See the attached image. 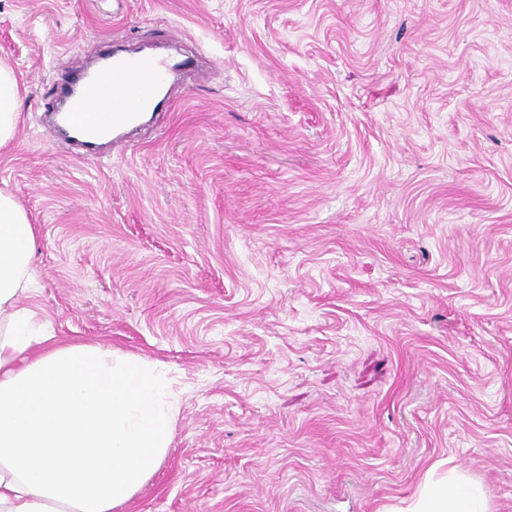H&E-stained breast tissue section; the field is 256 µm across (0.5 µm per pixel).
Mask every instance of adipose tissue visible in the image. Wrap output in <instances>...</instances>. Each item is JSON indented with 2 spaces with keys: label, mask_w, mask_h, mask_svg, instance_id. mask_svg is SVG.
Listing matches in <instances>:
<instances>
[{
  "label": "adipose tissue",
  "mask_w": 512,
  "mask_h": 512,
  "mask_svg": "<svg viewBox=\"0 0 512 512\" xmlns=\"http://www.w3.org/2000/svg\"><path fill=\"white\" fill-rule=\"evenodd\" d=\"M20 84L0 65V148L15 137ZM35 230L0 192V512H116L169 443L171 382L156 363L54 340L18 297L32 285ZM405 512H490L459 467Z\"/></svg>",
  "instance_id": "adipose-tissue-1"
}]
</instances>
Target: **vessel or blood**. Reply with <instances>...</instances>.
I'll return each instance as SVG.
<instances>
[{"mask_svg":"<svg viewBox=\"0 0 512 512\" xmlns=\"http://www.w3.org/2000/svg\"><path fill=\"white\" fill-rule=\"evenodd\" d=\"M177 66L169 59L153 55H111L92 72L76 74L62 86L56 109L62 121L49 128V136L68 132L73 144L85 150L97 148L115 132L136 127L141 116L164 104L162 88ZM111 93L112 107L95 106L104 93Z\"/></svg>","mask_w":512,"mask_h":512,"instance_id":"obj_1","label":"vessel or blood"}]
</instances>
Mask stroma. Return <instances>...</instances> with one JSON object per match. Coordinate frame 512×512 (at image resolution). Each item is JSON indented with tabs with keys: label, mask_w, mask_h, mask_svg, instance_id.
Here are the masks:
<instances>
[{
	"label": "stroma",
	"mask_w": 512,
	"mask_h": 512,
	"mask_svg": "<svg viewBox=\"0 0 512 512\" xmlns=\"http://www.w3.org/2000/svg\"><path fill=\"white\" fill-rule=\"evenodd\" d=\"M115 46L188 66L80 156L47 112ZM0 62L21 306L173 381L120 512H395L448 459L512 512V0H0ZM20 106V84L12 69L0 64V148L15 137Z\"/></svg>",
	"instance_id": "obj_1"
}]
</instances>
